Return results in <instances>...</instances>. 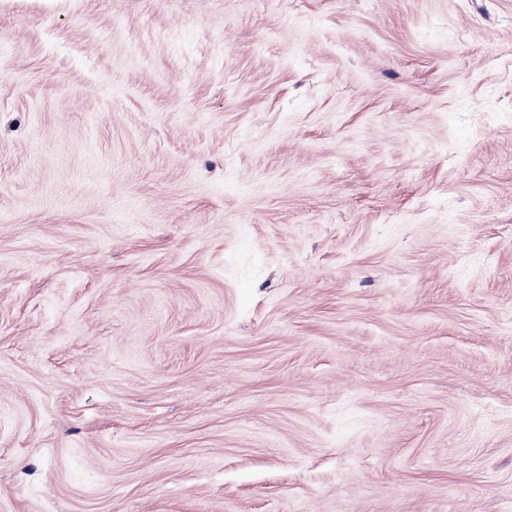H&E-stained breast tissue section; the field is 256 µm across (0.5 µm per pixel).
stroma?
I'll use <instances>...</instances> for the list:
<instances>
[{
  "mask_svg": "<svg viewBox=\"0 0 512 512\" xmlns=\"http://www.w3.org/2000/svg\"><path fill=\"white\" fill-rule=\"evenodd\" d=\"M0 512H512V0H0Z\"/></svg>",
  "mask_w": 512,
  "mask_h": 512,
  "instance_id": "1",
  "label": "stroma"
}]
</instances>
